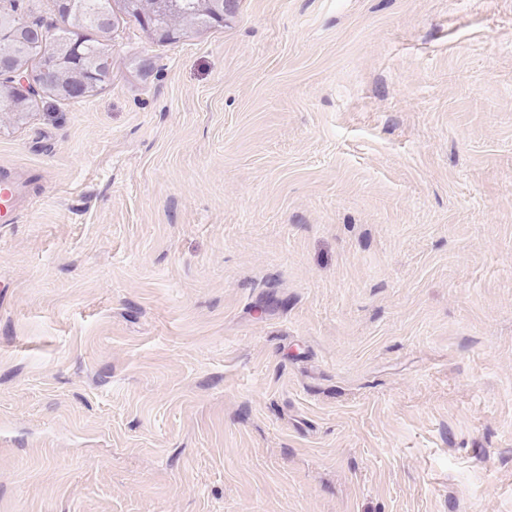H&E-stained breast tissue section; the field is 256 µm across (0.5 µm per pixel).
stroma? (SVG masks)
I'll list each match as a JSON object with an SVG mask.
<instances>
[{
  "label": "stroma",
  "instance_id": "1",
  "mask_svg": "<svg viewBox=\"0 0 512 512\" xmlns=\"http://www.w3.org/2000/svg\"><path fill=\"white\" fill-rule=\"evenodd\" d=\"M0 114V512H512V0H233ZM16 188L14 185L1 184L0 187V224L15 223Z\"/></svg>",
  "mask_w": 512,
  "mask_h": 512
}]
</instances>
